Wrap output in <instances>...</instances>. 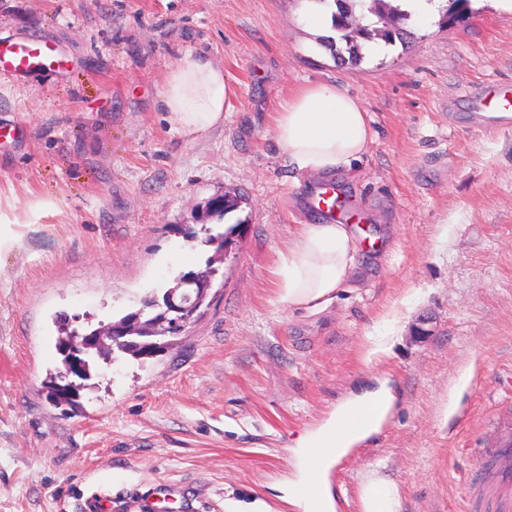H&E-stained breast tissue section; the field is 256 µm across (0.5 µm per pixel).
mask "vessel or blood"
<instances>
[{"label": "vessel or blood", "mask_w": 512, "mask_h": 512, "mask_svg": "<svg viewBox=\"0 0 512 512\" xmlns=\"http://www.w3.org/2000/svg\"><path fill=\"white\" fill-rule=\"evenodd\" d=\"M66 58L52 42L22 38L0 37V72L20 74L38 71H54L65 67ZM482 112H512V85L500 84L476 101ZM312 208L331 219L351 222L353 212L339 185L332 180L314 183L310 194Z\"/></svg>", "instance_id": "vessel-or-blood-1"}]
</instances>
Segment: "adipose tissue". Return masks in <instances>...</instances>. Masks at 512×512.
<instances>
[{
  "label": "adipose tissue",
  "instance_id": "1",
  "mask_svg": "<svg viewBox=\"0 0 512 512\" xmlns=\"http://www.w3.org/2000/svg\"><path fill=\"white\" fill-rule=\"evenodd\" d=\"M234 94L223 64L189 54L166 73L158 110L171 130L193 140L223 125ZM271 135L294 172L321 178L357 166L372 143L369 117L360 101L327 82L299 87L282 100ZM358 252L352 225L331 220L298 225L275 270L278 301L294 311L325 310L350 279ZM367 404H350L340 424L322 431L329 463H337L348 448L377 431L381 420L365 417ZM359 502L360 512H401L396 485L373 472L364 477Z\"/></svg>",
  "mask_w": 512,
  "mask_h": 512
}]
</instances>
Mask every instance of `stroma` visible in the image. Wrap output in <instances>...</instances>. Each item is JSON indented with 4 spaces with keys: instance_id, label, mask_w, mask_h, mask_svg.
<instances>
[{
    "instance_id": "obj_1",
    "label": "stroma",
    "mask_w": 512,
    "mask_h": 512,
    "mask_svg": "<svg viewBox=\"0 0 512 512\" xmlns=\"http://www.w3.org/2000/svg\"><path fill=\"white\" fill-rule=\"evenodd\" d=\"M334 0H0V34L56 43L60 72L0 73V512H187L277 505L298 438L353 397L389 389L379 431L329 473L358 512L371 470L402 512H494L484 469L512 433V125L474 102L512 83V10L469 0L451 25L409 16L382 54L329 49L304 22ZM187 54L236 87L223 127L192 141L157 109ZM339 85L373 142L334 179L377 237L319 313L288 310L274 274L295 225L317 221L312 181L270 137L281 98ZM241 203L205 304L146 364L97 361L71 412L43 387L58 319L84 331L140 308L213 255L212 198ZM193 249L186 264L184 249ZM427 325H420L421 316ZM389 351L367 360L370 337Z\"/></svg>"
}]
</instances>
